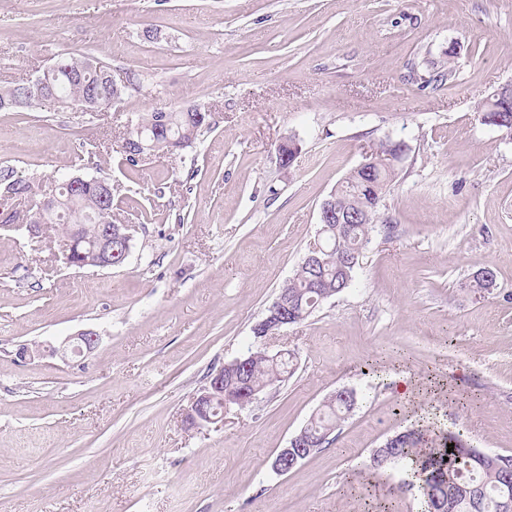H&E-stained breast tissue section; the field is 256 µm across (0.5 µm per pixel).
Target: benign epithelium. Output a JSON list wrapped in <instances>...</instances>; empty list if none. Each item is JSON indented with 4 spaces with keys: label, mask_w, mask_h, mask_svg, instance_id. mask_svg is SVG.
<instances>
[{
    "label": "benign epithelium",
    "mask_w": 512,
    "mask_h": 512,
    "mask_svg": "<svg viewBox=\"0 0 512 512\" xmlns=\"http://www.w3.org/2000/svg\"><path fill=\"white\" fill-rule=\"evenodd\" d=\"M58 205V198L53 196L45 197L39 205L37 218L30 224H9L10 212L0 213V219L4 223L0 225L1 229L13 231L26 235L32 239L41 233L43 224L47 222V215L53 212ZM336 218V223L360 221V217H343L336 209V201L325 200L321 204L320 218L329 220ZM91 221L99 224L98 236L95 243L87 252V255L93 258V263L99 267H110L116 265V261L127 258L129 251L119 253L115 249L118 243L130 244L132 235L130 234L131 225L114 224L109 218V211L106 209L98 210L91 216ZM288 289H281L276 300L269 307V312L258 324L254 326V336L261 342H266L272 336H276L281 330L291 324L288 316ZM99 336L97 333L86 330L81 331L58 346L53 344H43L37 349H31L23 346L18 349L17 356L21 359H33L37 356H56L65 357L67 355L84 356L91 353L98 345ZM248 369L247 359L238 358L224 364V366L212 374L208 385L194 398L190 408L185 414V423L192 429L219 425L224 422V415L217 414L213 406L220 403L226 407L236 405L245 407L257 399L263 392L261 388H242L240 390L232 387L224 388V378H229L230 382L239 383L244 378V373ZM323 443L305 436L304 433L294 435L288 441V447L282 448L277 453L273 462L272 469L279 475L288 473L290 469L305 460L308 455L320 450Z\"/></svg>",
    "instance_id": "1"
}]
</instances>
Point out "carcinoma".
I'll return each mask as SVG.
<instances>
[{
  "mask_svg": "<svg viewBox=\"0 0 512 512\" xmlns=\"http://www.w3.org/2000/svg\"><path fill=\"white\" fill-rule=\"evenodd\" d=\"M111 68L101 62L82 57H62L51 77V89L33 88V95L23 92L22 106L54 96L75 106L82 105L83 98L90 92L99 97L100 107L111 105ZM484 117L488 118L503 134L512 138V89L504 88L487 103ZM210 127L207 112L201 108H190L174 112L156 107L146 113L130 128L123 139L120 153L123 163L135 167L140 161V150L136 141L150 145L153 153L174 154L198 140L201 133ZM401 146L392 142L381 144L375 151L378 167L371 173L354 168L336 187V197L341 206L366 213L365 224H346L341 229L329 225L325 233L323 264L318 267L299 265L294 276L284 287L298 297L301 303L299 322H304L324 302L318 293V286L325 284L341 293L353 280L357 266L346 264V256L362 254L369 243L372 226L379 216L380 203L385 190L396 176L395 162L399 159ZM68 177L54 182L56 196L61 205L51 223L60 228L62 253L72 251V228L82 224L81 247L97 237L96 224L85 219V214L103 204L98 190V179H86L80 191L73 197L65 187ZM33 193L32 183L23 180H4L0 197H17ZM496 286L495 278L475 276L463 288H470L479 294L491 292ZM249 369L246 381L259 386L278 375L282 366L266 358L263 349L248 354ZM357 404V392L352 389L338 390L322 403L310 417L305 427L318 437L328 433L340 422L347 419ZM512 462V457L489 454L472 447L460 434L447 431L407 430L392 437V445L378 448L372 455V466L377 470L395 468L399 465L412 466L419 475V490L425 512H496L495 502L507 491L512 493V470L502 467V461ZM478 487L477 498L459 492V486Z\"/></svg>",
  "mask_w": 512,
  "mask_h": 512,
  "instance_id": "1",
  "label": "carcinoma"
}]
</instances>
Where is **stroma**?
Wrapping results in <instances>:
<instances>
[{
  "label": "stroma",
  "instance_id": "obj_1",
  "mask_svg": "<svg viewBox=\"0 0 512 512\" xmlns=\"http://www.w3.org/2000/svg\"><path fill=\"white\" fill-rule=\"evenodd\" d=\"M64 53L109 65L120 98L0 110V174L107 180L131 249L78 269L55 229L0 231V512H423L405 472L369 465L418 413L512 456V140L482 119L512 84V0H0V80ZM450 57L452 79L422 82ZM193 105L212 114L200 143L123 164L131 121ZM388 141L404 152L352 283L268 347L294 372L187 429L211 373L256 348L322 201ZM483 269L480 296L464 284ZM87 329L86 356H16ZM341 388L352 415L275 473ZM327 439L328 437H324L319 442L306 437L304 432L294 435L288 441V447L281 448L277 453L272 469L280 475L288 473L290 469L295 468L296 465L305 460L308 455L319 451Z\"/></svg>",
  "mask_w": 512,
  "mask_h": 512
}]
</instances>
